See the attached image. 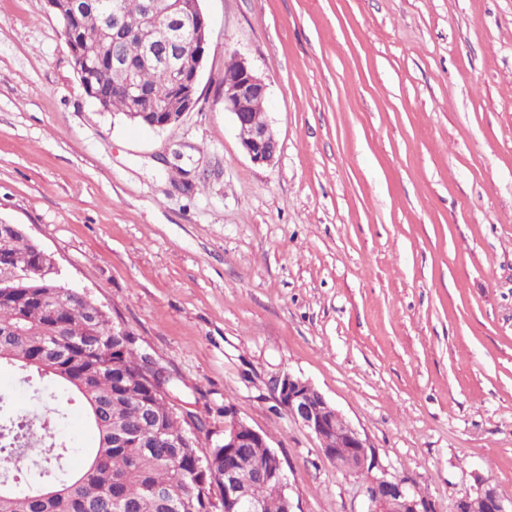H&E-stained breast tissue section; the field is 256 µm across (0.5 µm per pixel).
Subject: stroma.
Masks as SVG:
<instances>
[{
  "label": "stroma",
  "instance_id": "1",
  "mask_svg": "<svg viewBox=\"0 0 512 512\" xmlns=\"http://www.w3.org/2000/svg\"><path fill=\"white\" fill-rule=\"evenodd\" d=\"M194 109L160 131L88 98L46 0H0V222L25 225L185 384L283 460L293 512H362L361 477L277 408L309 380L432 512L481 473L512 498V0H200ZM269 85L254 164L224 62ZM37 382L0 365L15 411ZM60 441L89 448L59 393Z\"/></svg>",
  "mask_w": 512,
  "mask_h": 512
}]
</instances>
